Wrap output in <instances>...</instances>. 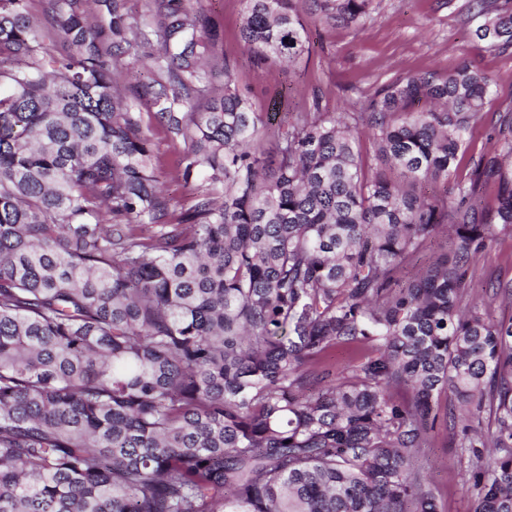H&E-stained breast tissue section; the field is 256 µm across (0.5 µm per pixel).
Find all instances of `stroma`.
<instances>
[{"label": "stroma", "mask_w": 512, "mask_h": 512, "mask_svg": "<svg viewBox=\"0 0 512 512\" xmlns=\"http://www.w3.org/2000/svg\"><path fill=\"white\" fill-rule=\"evenodd\" d=\"M185 5L218 26V50L234 64L238 91L255 111L270 114L268 133H276L280 120L317 107L338 114L359 111L362 103L390 82L426 72L445 76L468 64L494 80L484 120L468 134L459 169L450 172L447 181L420 184L419 192L444 194L448 184L464 178L474 161L493 149L495 141L512 135L495 127L500 113L512 108V50H491L474 38L478 21L468 9V0H370V17L357 27L326 26L310 11H303L306 51L288 65L254 61L240 37L242 0H185ZM154 78L148 63L130 64L122 78L123 92L154 143L161 187L176 215L206 182L197 178L186 183L178 178L184 147L170 141L154 118L150 104ZM511 279L512 238L504 236L468 266L467 297L483 302L491 320L512 317V306L491 296L493 284ZM460 428L457 422L437 423L425 447L413 457V467L434 496L438 512H474L476 492L463 477L467 461L452 444Z\"/></svg>", "instance_id": "1"}]
</instances>
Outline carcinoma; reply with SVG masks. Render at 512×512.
Returning <instances> with one entry per match:
<instances>
[{
	"label": "carcinoma",
	"instance_id": "carcinoma-1",
	"mask_svg": "<svg viewBox=\"0 0 512 512\" xmlns=\"http://www.w3.org/2000/svg\"><path fill=\"white\" fill-rule=\"evenodd\" d=\"M369 2L314 0L344 26ZM28 3L0 0V512H438L412 458L448 394L474 512H512V317L462 306L464 268L512 237V142L452 197L416 190L457 167L492 79L464 65L352 122L309 112L268 160V122L182 0H151L153 29L125 0H50L52 50ZM243 3L255 60L304 54L297 0ZM472 9L477 40L512 47L509 0ZM130 57L158 74L182 179L211 185L173 225L119 86ZM364 135L396 176L366 171ZM444 231L453 256L401 282ZM351 344L361 358L305 395L304 367Z\"/></svg>",
	"mask_w": 512,
	"mask_h": 512
}]
</instances>
